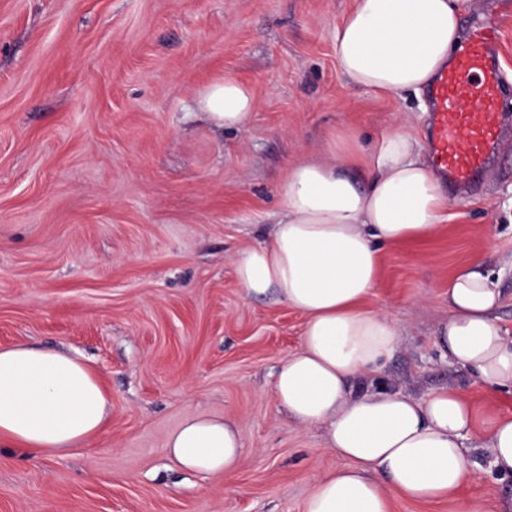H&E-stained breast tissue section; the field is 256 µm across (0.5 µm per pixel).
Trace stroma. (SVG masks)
<instances>
[{"mask_svg":"<svg viewBox=\"0 0 512 512\" xmlns=\"http://www.w3.org/2000/svg\"><path fill=\"white\" fill-rule=\"evenodd\" d=\"M354 0H0V347L80 351L112 397L80 447L29 456L0 447V512H303L316 477L344 467L323 428L278 410L273 375L299 350L305 319L248 297L234 257L284 209L291 163L351 130L370 147L403 118L429 135L413 94L354 88L333 34ZM250 85L247 128L196 112L212 80ZM478 263L499 276L512 336V128L480 189L454 198L423 242L382 249L367 302L399 345L357 388L421 398L463 391L476 426L462 445L479 479L452 496L392 495L391 512H497L512 476L491 463L485 423L512 413L434 343L448 279ZM234 419L238 468L191 474L169 436L189 416Z\"/></svg>","mask_w":512,"mask_h":512,"instance_id":"1","label":"stroma"}]
</instances>
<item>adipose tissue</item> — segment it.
Listing matches in <instances>:
<instances>
[{"instance_id":"obj_1","label":"adipose tissue","mask_w":512,"mask_h":512,"mask_svg":"<svg viewBox=\"0 0 512 512\" xmlns=\"http://www.w3.org/2000/svg\"><path fill=\"white\" fill-rule=\"evenodd\" d=\"M468 7L469 0H355L334 32L337 65L353 87L422 95L450 63ZM196 107L240 130L256 100L247 84L224 77L200 92ZM283 195V213L262 242L237 254L235 270L248 296L275 294L304 316L302 345L276 374L275 402L297 426L323 427L327 448L348 462L318 475L304 512H389L390 492L430 501L478 479L480 466L461 444L473 423L461 391L415 398L354 389L399 343L396 322L363 307L378 283L382 246L433 236L448 212L419 133L400 122L364 152L351 134H334L326 157L289 166ZM502 302L493 272L459 266L435 344L483 384L512 392ZM111 407L79 352L0 348V446L27 455L78 447L104 428ZM487 439L495 469L512 475V416L493 419ZM167 446L181 469L216 475L238 466L243 443L234 422L197 414Z\"/></svg>"}]
</instances>
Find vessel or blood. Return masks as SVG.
<instances>
[{
    "label": "vessel or blood",
    "mask_w": 512,
    "mask_h": 512,
    "mask_svg": "<svg viewBox=\"0 0 512 512\" xmlns=\"http://www.w3.org/2000/svg\"><path fill=\"white\" fill-rule=\"evenodd\" d=\"M499 43L497 23L475 29L429 91L433 106L429 145L436 172L458 192L473 191L500 152Z\"/></svg>",
    "instance_id": "b4317fda"
}]
</instances>
